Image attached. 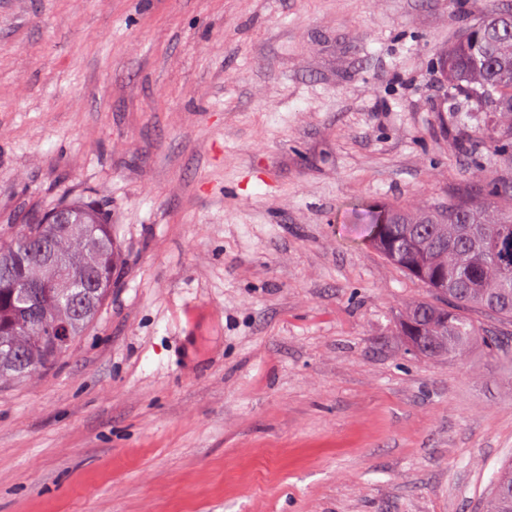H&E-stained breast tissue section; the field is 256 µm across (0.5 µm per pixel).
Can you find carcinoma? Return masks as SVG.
Instances as JSON below:
<instances>
[{"label":"carcinoma","instance_id":"1","mask_svg":"<svg viewBox=\"0 0 512 512\" xmlns=\"http://www.w3.org/2000/svg\"><path fill=\"white\" fill-rule=\"evenodd\" d=\"M450 94L491 154L512 153V11L483 9L440 59ZM364 239L433 298L406 308L399 332L421 354L465 356L479 338L505 344L467 317L512 321V185L492 183L446 205L408 212L357 206ZM112 224L81 198L66 200L0 236V385L53 364L94 320L112 288ZM485 512H512V461L499 471Z\"/></svg>","mask_w":512,"mask_h":512}]
</instances>
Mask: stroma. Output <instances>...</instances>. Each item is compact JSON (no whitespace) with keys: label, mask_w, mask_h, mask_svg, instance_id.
I'll list each match as a JSON object with an SVG mask.
<instances>
[{"label":"stroma","mask_w":512,"mask_h":512,"mask_svg":"<svg viewBox=\"0 0 512 512\" xmlns=\"http://www.w3.org/2000/svg\"><path fill=\"white\" fill-rule=\"evenodd\" d=\"M512 0H0V231L74 195L96 318L0 387V512H482L512 360L412 353L352 204L512 183L440 66Z\"/></svg>","instance_id":"obj_1"}]
</instances>
